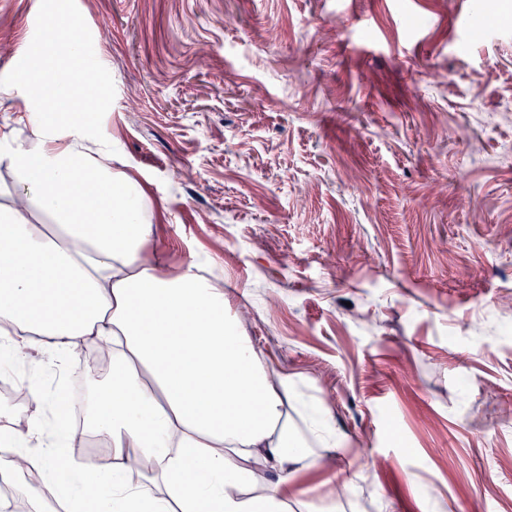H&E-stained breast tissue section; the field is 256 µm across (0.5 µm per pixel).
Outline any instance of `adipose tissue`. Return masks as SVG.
<instances>
[{
	"label": "adipose tissue",
	"mask_w": 512,
	"mask_h": 512,
	"mask_svg": "<svg viewBox=\"0 0 512 512\" xmlns=\"http://www.w3.org/2000/svg\"><path fill=\"white\" fill-rule=\"evenodd\" d=\"M20 56L26 73L48 68L52 79L29 86L34 147L8 155L26 205L0 204V357L44 352L66 371L79 347L111 345V373L92 380L84 410L111 473L81 459L59 467L67 422L46 431L48 400L33 380L27 431L7 428L16 405L0 397V479L41 476L61 487L69 512H312L287 489L314 450L338 447L329 412L263 365L195 259L170 275L144 257L156 227L135 183L112 171L111 152L89 156L99 137L81 118L49 121L98 78L57 15ZM135 467L143 474L132 483Z\"/></svg>",
	"instance_id": "obj_1"
}]
</instances>
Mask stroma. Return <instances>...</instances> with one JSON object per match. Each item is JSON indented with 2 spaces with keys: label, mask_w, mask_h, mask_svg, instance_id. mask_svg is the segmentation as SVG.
<instances>
[{
  "label": "stroma",
  "mask_w": 512,
  "mask_h": 512,
  "mask_svg": "<svg viewBox=\"0 0 512 512\" xmlns=\"http://www.w3.org/2000/svg\"><path fill=\"white\" fill-rule=\"evenodd\" d=\"M53 0H0V134ZM87 113L157 234L223 285L264 365L331 414L289 499L336 512H512V0H70ZM0 362L21 390L83 399Z\"/></svg>",
  "instance_id": "1"
}]
</instances>
